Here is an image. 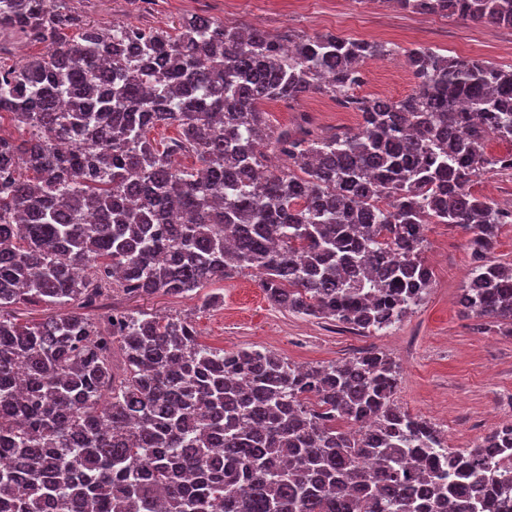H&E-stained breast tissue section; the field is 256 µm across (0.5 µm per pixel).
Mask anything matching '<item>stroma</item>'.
Returning a JSON list of instances; mask_svg holds the SVG:
<instances>
[{"instance_id": "obj_1", "label": "stroma", "mask_w": 512, "mask_h": 512, "mask_svg": "<svg viewBox=\"0 0 512 512\" xmlns=\"http://www.w3.org/2000/svg\"><path fill=\"white\" fill-rule=\"evenodd\" d=\"M91 22L123 21L169 29L186 16L205 14L226 25L247 24L275 34H334L388 43L393 55L367 61L358 95L399 98L414 83L406 49L425 45L443 54L478 57L512 68V30L463 19L410 13L383 0H72ZM272 125L292 126L306 112L326 134L354 132L359 113L312 94L266 104ZM425 259L433 280L423 300L388 332L361 336L343 325L298 316L273 304L257 277L243 272L218 282L224 303L201 308L198 299L162 293L125 299L127 308L179 314L196 325L202 343L234 351L270 350L297 365H325L367 349L389 355L400 367L395 401L445 435L449 447L467 448L490 429L512 420V326L467 316L459 303L473 267L470 233L448 224L425 227Z\"/></svg>"}]
</instances>
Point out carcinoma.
I'll list each match as a JSON object with an SVG mask.
<instances>
[{"label": "carcinoma", "instance_id": "1", "mask_svg": "<svg viewBox=\"0 0 512 512\" xmlns=\"http://www.w3.org/2000/svg\"><path fill=\"white\" fill-rule=\"evenodd\" d=\"M70 2L0 0V31L43 47L0 66V126L28 130L0 134V512H485L489 485L512 495V428L441 470L442 434L395 402L380 351L301 367L107 304L251 270L284 310L377 334L431 287L423 225L454 224L476 262L464 312L512 324V266L490 257L512 207L470 191L512 171L485 151L512 142V69L417 46L412 93L358 96L386 44L197 14L104 30ZM385 2L512 30V0ZM316 93L361 130L261 110ZM156 126L179 137L160 148ZM19 304L50 313L22 322Z\"/></svg>", "mask_w": 512, "mask_h": 512}]
</instances>
